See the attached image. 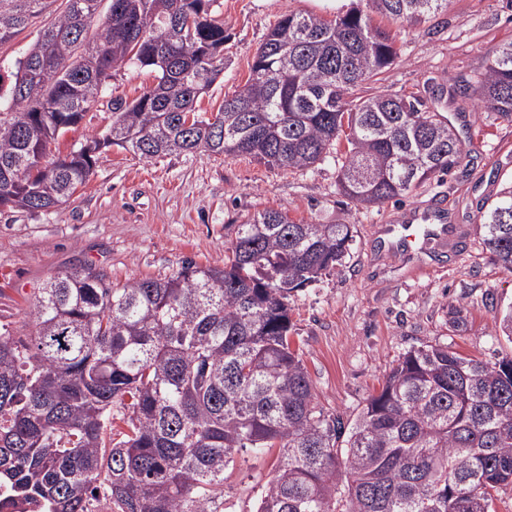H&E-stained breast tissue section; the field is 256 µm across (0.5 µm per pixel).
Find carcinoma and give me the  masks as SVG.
<instances>
[{
    "mask_svg": "<svg viewBox=\"0 0 512 512\" xmlns=\"http://www.w3.org/2000/svg\"><path fill=\"white\" fill-rule=\"evenodd\" d=\"M57 0H0V45ZM217 0H65L0 74V207L47 211L86 184L103 149L145 159L197 150L307 169L331 158L356 205L407 197L449 174L462 144L449 121L402 94H361L397 58L394 23L419 24L450 0H366L333 19L289 11L251 75L216 114L196 103L224 72ZM135 61L154 82L109 100L112 141L64 157L59 134ZM512 119V43L454 96ZM484 244L512 272V185L483 215ZM348 224L276 210L235 225L224 266L190 260L122 286L90 267L49 278L34 330L0 329V485L45 512H224L233 454L277 448L256 512H493L512 485V360L446 345L407 352L348 423L317 408L291 349V293L339 264ZM125 440L113 442L115 419Z\"/></svg>",
    "mask_w": 512,
    "mask_h": 512,
    "instance_id": "obj_1",
    "label": "carcinoma"
}]
</instances>
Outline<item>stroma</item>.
<instances>
[{"label":"stroma","instance_id":"1","mask_svg":"<svg viewBox=\"0 0 512 512\" xmlns=\"http://www.w3.org/2000/svg\"><path fill=\"white\" fill-rule=\"evenodd\" d=\"M358 0H218L229 36L224 73L198 100L217 111L250 76L257 48L287 11L334 18ZM399 56L365 93L414 95L447 117L462 144L451 174L427 181L398 202L354 205L336 187V164L299 171L244 157L196 152L148 160L129 150L103 153L90 180L66 204L47 211L0 209V325L32 332L30 305L51 276L89 266L123 285L163 278L189 259L223 266L234 226L246 215L278 210L319 224H348L353 239L341 263L294 292L293 350L299 353L319 409L351 420L379 392L396 360L427 344L495 363L512 359V340L495 324L512 308V273L483 240L487 200L512 182V121L473 101H438L440 81L469 80L512 42V0H451L417 26L392 25ZM112 111L100 103L53 146L65 155L103 134ZM438 203L468 238L456 251L423 256L422 273L395 251L379 249L375 227L414 207ZM465 320L454 329V311ZM275 448L234 455L224 471V512H255L277 464Z\"/></svg>","mask_w":512,"mask_h":512}]
</instances>
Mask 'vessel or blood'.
Returning <instances> with one entry per match:
<instances>
[{"mask_svg":"<svg viewBox=\"0 0 512 512\" xmlns=\"http://www.w3.org/2000/svg\"><path fill=\"white\" fill-rule=\"evenodd\" d=\"M391 248L414 261L432 248L447 245L455 232L448 215L439 207L415 210L399 224H385L380 228Z\"/></svg>","mask_w":512,"mask_h":512,"instance_id":"b4317fda","label":"vessel or blood"}]
</instances>
